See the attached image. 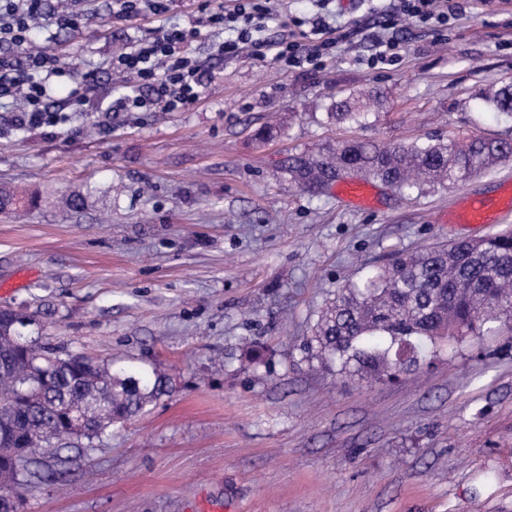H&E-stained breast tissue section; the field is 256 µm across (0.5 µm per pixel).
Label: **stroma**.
<instances>
[{
  "label": "stroma",
  "instance_id": "stroma-1",
  "mask_svg": "<svg viewBox=\"0 0 512 512\" xmlns=\"http://www.w3.org/2000/svg\"><path fill=\"white\" fill-rule=\"evenodd\" d=\"M397 0H272L261 36L357 28L317 69L193 53L204 99L184 112H113L101 100L63 127L13 130L0 100V184L40 203L0 213V309L32 317L49 346L161 370L170 392L97 449L68 447L62 480L18 492V512H512V334L469 336L395 381L312 369L304 343L326 301L395 254L512 226L448 214L491 195L512 161L423 193L374 183L356 206L340 185L288 180L290 157L348 138L410 143L512 135L479 93L512 79V0H466L436 30L396 18L399 60L369 68ZM75 30L37 28L65 69L123 89L112 60L155 22L93 0ZM378 88L365 128L329 122L332 99ZM282 136L255 132L273 116ZM79 193L84 210L66 207ZM263 346L247 362L244 345Z\"/></svg>",
  "mask_w": 512,
  "mask_h": 512
}]
</instances>
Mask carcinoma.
Masks as SVG:
<instances>
[{
  "instance_id": "1",
  "label": "carcinoma",
  "mask_w": 512,
  "mask_h": 512,
  "mask_svg": "<svg viewBox=\"0 0 512 512\" xmlns=\"http://www.w3.org/2000/svg\"><path fill=\"white\" fill-rule=\"evenodd\" d=\"M491 112L512 118V81L480 94ZM375 91L334 99L326 116L351 126L369 121ZM512 158V138L379 145L336 142L295 156L285 172L306 189L330 184L329 173L355 168L367 180L411 190L455 186ZM33 205L14 186H0V213ZM512 320V229L453 240L398 256L341 289L321 311L306 345L310 358L345 377L378 380L409 373L444 341L484 336ZM13 313L0 316V491L15 492L65 470L57 442L92 448L113 427L138 417L169 393L161 372L59 353L26 333ZM21 451L29 467L18 469Z\"/></svg>"
}]
</instances>
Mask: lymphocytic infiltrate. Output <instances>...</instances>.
<instances>
[{
	"label": "lymphocytic infiltrate",
	"mask_w": 512,
	"mask_h": 512,
	"mask_svg": "<svg viewBox=\"0 0 512 512\" xmlns=\"http://www.w3.org/2000/svg\"><path fill=\"white\" fill-rule=\"evenodd\" d=\"M205 21L184 26L159 27L151 37L137 40L127 52L112 61V69L136 81L138 88L112 99L113 112H182L201 101L206 92L205 70L193 57L190 46L200 36L201 26L228 31L216 52L235 56L253 49L256 58L273 56L281 67L320 66L342 35L325 19L313 23L311 38H283L270 43L258 33L271 12L267 0H238L234 12H225L215 0H202ZM399 12L417 23L447 27L450 18L462 12L459 0H399ZM43 13V0H0V40L21 48V56L0 54V98L20 103L19 128L55 127L68 121L70 113L89 112L96 105L101 84L95 71H86L71 92L65 107L52 105L51 84L63 71L53 50L30 48L32 21Z\"/></svg>",
	"instance_id": "1"
}]
</instances>
